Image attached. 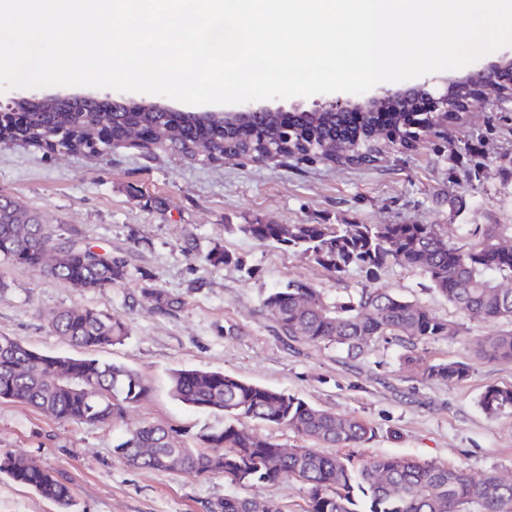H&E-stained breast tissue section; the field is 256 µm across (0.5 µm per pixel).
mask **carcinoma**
Here are the masks:
<instances>
[{
	"label": "carcinoma",
	"mask_w": 512,
	"mask_h": 512,
	"mask_svg": "<svg viewBox=\"0 0 512 512\" xmlns=\"http://www.w3.org/2000/svg\"><path fill=\"white\" fill-rule=\"evenodd\" d=\"M85 100L29 104L23 112H0V133L26 139L50 154L58 144L90 155L124 144L128 128L149 125L161 148L190 156L197 142L207 143L210 159L259 162L271 153L301 161L325 157L320 143L347 146L351 164L377 151L373 113H364L362 128L353 133L348 115L311 112L295 116L292 141L282 149L280 138H262L265 127L283 125L281 115L262 112L244 127L224 126L194 112L178 115L176 124L165 112H128L117 107L97 111ZM402 112H393L385 128L391 143L410 148L418 136L439 126L444 117L421 116V129L403 126ZM224 229L261 243H276L326 271L340 275L358 268L369 275L390 263L420 271L439 294L464 313L483 321L512 322V292L498 281L512 279V226L484 224L465 228L468 246H455L438 224H226ZM0 260L44 268L48 276L79 292H98L123 284L131 276L129 257L93 245L80 229L45 224L40 216L7 197L0 198ZM211 266L241 265L221 247L205 256ZM148 295L155 309L176 311L181 302L162 288ZM281 335L292 341L337 348L357 357L381 339L396 337L413 349L439 337H452L448 320L385 288L366 286L346 299H331L303 280L292 279L270 289L261 303ZM51 330L78 348L95 350L124 342L129 329L116 316L93 308L63 309L50 321ZM476 356L488 363L512 360V331L481 338ZM403 365L431 383L458 384L471 375L469 363H425L409 353ZM66 379L57 380L55 372ZM172 396L195 410L222 415L219 427L200 430L196 444L178 441L173 430L148 422L122 435L113 455L139 469L190 471L200 477L222 474L241 490L285 478L308 489V512H512V481L493 472L474 477L467 471L433 461L404 457H371L359 466L326 448H357L375 431L355 416L336 414L285 391L262 386L219 370L176 368L169 373ZM150 386L135 369L92 357L40 352L13 336H0V400L20 403L58 420L100 426L121 419L127 408L148 398ZM479 404L488 416L512 412V389L488 386ZM285 427L308 445L290 454L281 445L255 436L248 422ZM0 474L54 502L67 512L71 490L66 478L31 460L0 456ZM223 512H279L238 494L224 497Z\"/></svg>",
	"instance_id": "cac0c4a2"
}]
</instances>
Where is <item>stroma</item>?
Instances as JSON below:
<instances>
[{"label": "stroma", "mask_w": 512, "mask_h": 512, "mask_svg": "<svg viewBox=\"0 0 512 512\" xmlns=\"http://www.w3.org/2000/svg\"><path fill=\"white\" fill-rule=\"evenodd\" d=\"M38 212L49 224L74 225L91 242L130 255L132 275L95 293L64 287L38 269L0 262V335L54 354L78 355L49 320L61 309L94 307L125 320L128 339L95 353L125 364L150 385L120 427L82 426L0 401V455L20 454L63 473L72 512H221L234 486L223 475L147 471L117 460L119 431L146 422L176 429L193 443L219 416L193 410L170 394L173 368L221 370L351 415L375 431L355 460L396 455L493 470L512 479V413L487 416L479 397L488 386L512 387V362L487 363L473 341L502 323L472 318L448 303L418 271L389 265L376 277L352 269L335 276L288 249L228 233L227 225L437 224L449 242H467L461 224L512 225V112L490 100H470L462 121L428 133L410 150H389L369 166L246 159L201 163L155 147L129 146L113 155L49 156L39 148L0 144V196ZM223 247L243 264L214 268L205 261ZM298 279L328 296L367 284L387 288L447 319L457 337L418 345L426 361L468 360L469 379L431 384L404 367L397 340L377 342L348 358L336 350L280 336L261 310L267 289ZM161 288L180 301L159 314L147 295ZM280 512H306L308 490L282 480L252 490ZM0 512H58L49 500L0 475Z\"/></svg>", "instance_id": "35a3bbf8"}]
</instances>
